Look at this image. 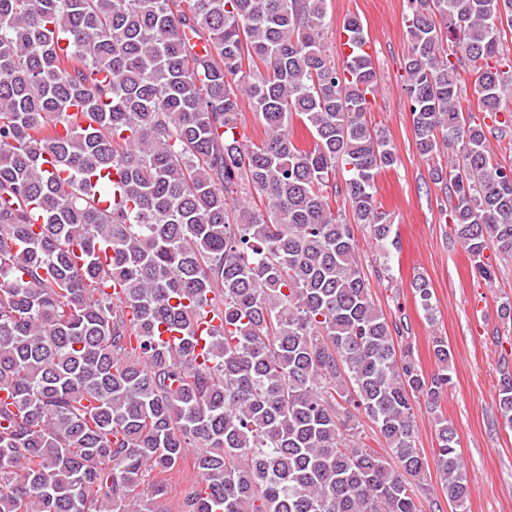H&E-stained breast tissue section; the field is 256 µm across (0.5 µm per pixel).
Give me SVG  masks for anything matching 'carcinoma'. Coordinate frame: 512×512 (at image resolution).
<instances>
[{"mask_svg":"<svg viewBox=\"0 0 512 512\" xmlns=\"http://www.w3.org/2000/svg\"><path fill=\"white\" fill-rule=\"evenodd\" d=\"M326 16V0H0V512H163L153 473L192 448L183 512H435L417 495L432 466L467 512L453 425L432 459L416 446L448 341L425 373L355 260V224L396 245L374 189L399 157L366 119L361 20L338 66ZM504 25L512 0H417L407 26L416 148L450 150L431 179L485 279L488 242L512 256V165L460 77L477 65L479 111H503ZM244 99L258 142L238 132ZM245 185L261 200L232 207ZM411 287L433 315L428 280ZM207 308L222 325L197 364ZM497 405L512 426L507 370ZM354 412L384 452L346 442Z\"/></svg>","mask_w":512,"mask_h":512,"instance_id":"cac0c4a2","label":"carcinoma"}]
</instances>
